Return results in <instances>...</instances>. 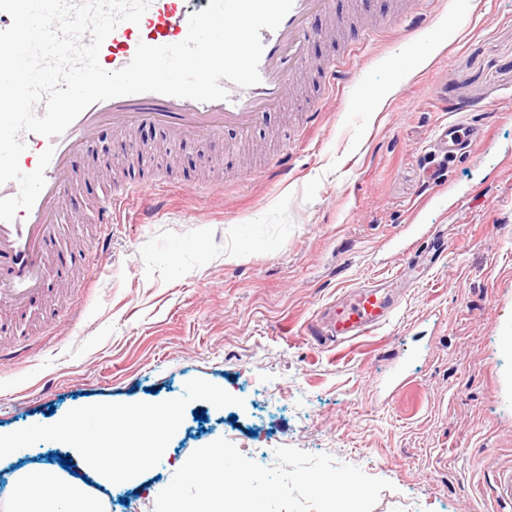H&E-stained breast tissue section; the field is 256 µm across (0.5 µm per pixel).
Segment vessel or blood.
Listing matches in <instances>:
<instances>
[{
    "instance_id": "b4317fda",
    "label": "vessel or blood",
    "mask_w": 512,
    "mask_h": 512,
    "mask_svg": "<svg viewBox=\"0 0 512 512\" xmlns=\"http://www.w3.org/2000/svg\"><path fill=\"white\" fill-rule=\"evenodd\" d=\"M209 4L210 0H152L140 23H120L105 39L99 52L101 67L108 71L124 67L142 42L161 46L183 41L190 14ZM348 26L349 12L337 8L335 0H294L277 29L260 31L263 52L256 85L224 82L226 99L208 102L153 92L120 96L89 106L60 136L50 139L23 134L22 171H34L44 150H51L52 157L44 171L45 185L31 210L18 211L11 221L0 220V305L21 314L41 294L49 272L47 260L55 253L61 232L59 214L70 189L73 159L102 128H110L125 141L134 129L155 125L186 140L217 141L228 128L251 133L266 113L292 95L295 75L311 63V41ZM321 67L331 89H342L353 80L349 65L329 60ZM486 137L482 126L447 123L439 127L435 145L448 155ZM135 196L142 199L139 216L144 223L161 211L165 201L161 187L154 182L129 183L106 193L97 219L101 251L111 246L109 229L117 210ZM403 299V293L377 282L360 286L353 298L337 306L325 325L326 333L333 341L344 343L379 330L390 324Z\"/></svg>"
}]
</instances>
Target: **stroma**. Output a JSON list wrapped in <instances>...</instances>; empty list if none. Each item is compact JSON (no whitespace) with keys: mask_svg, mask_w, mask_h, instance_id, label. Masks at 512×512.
Listing matches in <instances>:
<instances>
[{"mask_svg":"<svg viewBox=\"0 0 512 512\" xmlns=\"http://www.w3.org/2000/svg\"><path fill=\"white\" fill-rule=\"evenodd\" d=\"M405 29L312 42L352 84L300 85L250 137L188 144L147 127L125 152L105 129L77 156L60 248L85 261L13 316L27 349L0 363V436L26 438L0 457V510L67 457L106 512H154L192 452L224 438L264 467L292 446L390 481L373 512H512L493 498L512 466V0H439ZM447 99L476 109L443 111ZM446 122L490 138L449 157L427 201ZM284 153L293 171L274 177ZM133 180L168 202L139 224L131 198L100 254V192ZM410 224L439 228L448 249L392 323L339 345L310 335L336 297L407 262ZM401 367L409 385L385 397L378 382ZM167 404L177 425L124 480L87 470L57 432L82 412Z\"/></svg>","mask_w":512,"mask_h":512,"instance_id":"stroma-1","label":"stroma"}]
</instances>
